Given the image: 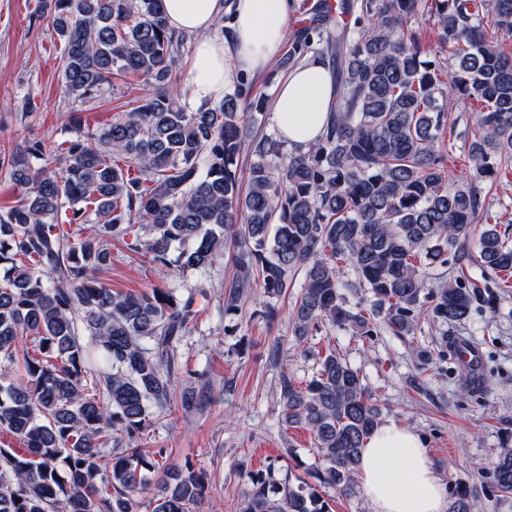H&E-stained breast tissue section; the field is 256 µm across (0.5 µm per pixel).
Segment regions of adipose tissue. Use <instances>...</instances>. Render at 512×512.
<instances>
[{
    "label": "adipose tissue",
    "instance_id": "obj_1",
    "mask_svg": "<svg viewBox=\"0 0 512 512\" xmlns=\"http://www.w3.org/2000/svg\"><path fill=\"white\" fill-rule=\"evenodd\" d=\"M172 31L197 35L189 86L197 101H220L235 75L265 72L281 55L294 0H163ZM228 19L224 35L216 24ZM333 101L326 61L291 69L272 103L276 131L307 148L323 133ZM358 476L372 512H446L448 492L421 437L406 426L379 425L361 451Z\"/></svg>",
    "mask_w": 512,
    "mask_h": 512
}]
</instances>
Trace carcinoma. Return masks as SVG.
Returning a JSON list of instances; mask_svg holds the SVG:
<instances>
[{"instance_id": "cac0c4a2", "label": "carcinoma", "mask_w": 512, "mask_h": 512, "mask_svg": "<svg viewBox=\"0 0 512 512\" xmlns=\"http://www.w3.org/2000/svg\"><path fill=\"white\" fill-rule=\"evenodd\" d=\"M423 2L451 47L448 69L422 60L405 32ZM44 17L63 44L61 79L74 100H96L114 75L133 74L151 92L103 126L70 112L73 136L52 160L38 140L0 158L21 190L0 212V431L24 445L0 448V512H133L162 457L141 448L144 431L177 406H200L193 392L174 395L196 294L105 287L96 273L110 265L114 237L133 236L128 248L161 265L178 248L181 273L232 250L226 317L238 315L247 289L277 300L302 275L291 315L300 342L321 325L368 337L411 336L425 317L469 323L479 282L461 271L432 286L426 271L459 261L449 251L463 244L474 245L482 281L512 272V225L491 222L476 187L451 185L439 146L450 82L479 104L470 178H494L512 155V55L489 35L512 33V0L315 5L279 64L286 71L309 53L333 63L330 122L305 150L253 134L269 100L243 77L219 102L193 109L179 100L183 36L168 27L163 0H42L34 19ZM246 151L253 160L240 167ZM65 223L96 229L79 237ZM346 268L366 289L353 305ZM24 335L33 346L19 347ZM319 365L307 384L284 374L280 386L281 425L312 435L309 478L274 498L253 473L241 512H330L319 489L352 490L380 409L338 352ZM168 479L151 512H197L206 473L186 460ZM493 480L512 494L511 447L500 448ZM452 512H473L471 489L456 491Z\"/></svg>"}]
</instances>
